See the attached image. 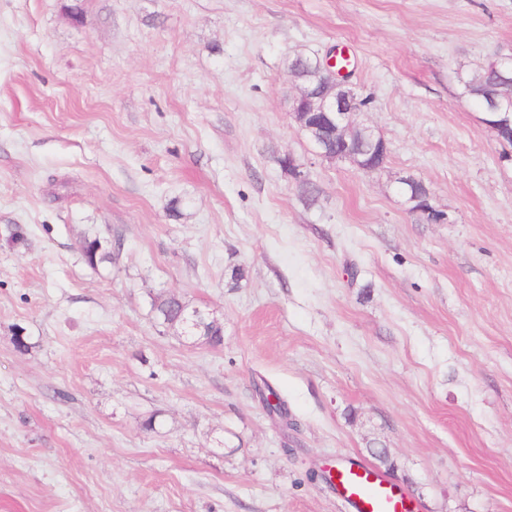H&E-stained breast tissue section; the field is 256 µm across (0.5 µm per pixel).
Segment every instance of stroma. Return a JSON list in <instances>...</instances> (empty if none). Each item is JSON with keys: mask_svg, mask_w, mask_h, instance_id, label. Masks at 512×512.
I'll return each instance as SVG.
<instances>
[{"mask_svg": "<svg viewBox=\"0 0 512 512\" xmlns=\"http://www.w3.org/2000/svg\"><path fill=\"white\" fill-rule=\"evenodd\" d=\"M336 46L381 170L290 111ZM507 57L512 0H0V512H348V461L512 512V147L456 79ZM83 257L89 266L96 267L98 264L112 259V250H108L103 241L95 237L85 241ZM153 310L160 324L175 329L182 334V336L209 345L222 343L224 336L222 325L219 322L214 323L215 321L209 320L205 314L200 321H197V324L191 323L190 321H187L185 324L182 323L186 312L192 310V308L182 300L179 304H171L167 298L160 302H154ZM166 321L168 322L167 324H165Z\"/></svg>", "mask_w": 512, "mask_h": 512, "instance_id": "1", "label": "stroma"}]
</instances>
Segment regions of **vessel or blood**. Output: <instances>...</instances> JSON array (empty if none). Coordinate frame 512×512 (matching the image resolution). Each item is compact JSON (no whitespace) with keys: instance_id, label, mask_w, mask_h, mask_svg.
I'll use <instances>...</instances> for the list:
<instances>
[{"instance_id":"vessel-or-blood-1","label":"vessel or blood","mask_w":512,"mask_h":512,"mask_svg":"<svg viewBox=\"0 0 512 512\" xmlns=\"http://www.w3.org/2000/svg\"><path fill=\"white\" fill-rule=\"evenodd\" d=\"M336 483L354 512H414L408 495L366 465L337 467Z\"/></svg>"}]
</instances>
